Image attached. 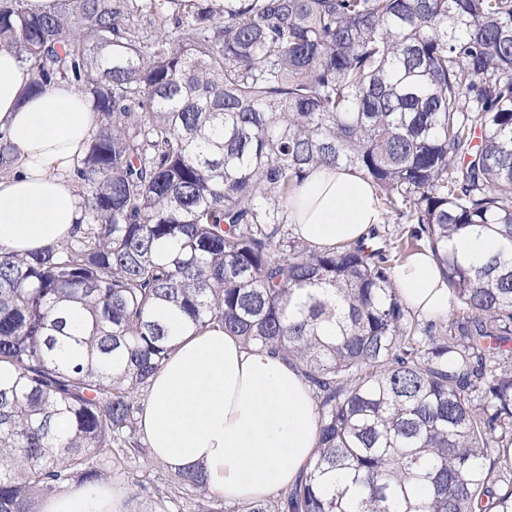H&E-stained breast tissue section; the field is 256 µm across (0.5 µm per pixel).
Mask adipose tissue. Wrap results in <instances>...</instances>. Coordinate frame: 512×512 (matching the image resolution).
<instances>
[{
	"label": "adipose tissue",
	"instance_id": "ef3b65f1",
	"mask_svg": "<svg viewBox=\"0 0 512 512\" xmlns=\"http://www.w3.org/2000/svg\"><path fill=\"white\" fill-rule=\"evenodd\" d=\"M32 72L0 45V131L13 162L0 172V246L26 255L67 240L83 219L73 171L97 130L86 95L66 82L31 95ZM289 221L313 246L369 237L380 224L373 186L349 168L323 166L297 187ZM404 303L448 312V285L430 252L394 272ZM153 456L169 467H203L228 502L261 501L306 471L318 421L311 387L282 359L248 351L222 328L181 336L155 377L139 417ZM111 482L70 489L41 512H122Z\"/></svg>",
	"mask_w": 512,
	"mask_h": 512
}]
</instances>
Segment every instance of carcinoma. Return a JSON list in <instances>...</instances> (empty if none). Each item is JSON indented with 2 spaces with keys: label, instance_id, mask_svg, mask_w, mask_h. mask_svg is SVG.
<instances>
[{
  "label": "carcinoma",
  "instance_id": "obj_1",
  "mask_svg": "<svg viewBox=\"0 0 512 512\" xmlns=\"http://www.w3.org/2000/svg\"><path fill=\"white\" fill-rule=\"evenodd\" d=\"M60 2L0 0L28 93L65 81L99 115L84 223L0 247V512L112 477L144 512H512V0ZM337 164L406 242L293 236L294 189ZM464 233L501 251L468 262ZM421 246L454 296L425 326L393 280ZM210 327L314 392L310 469L275 500L141 468V397ZM500 248L497 237L486 235L481 238L471 236H455L448 241V249L461 257L482 258L496 252Z\"/></svg>",
  "mask_w": 512,
  "mask_h": 512
}]
</instances>
